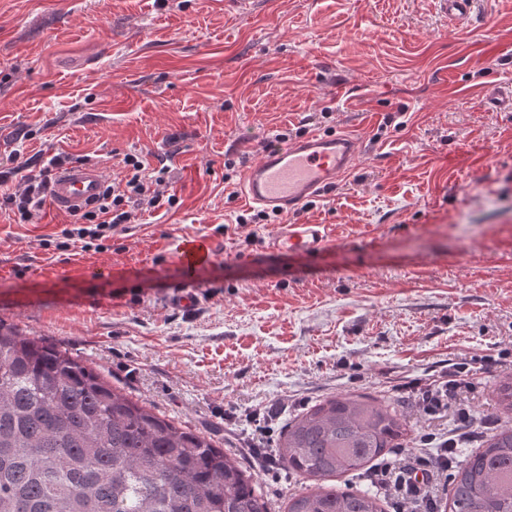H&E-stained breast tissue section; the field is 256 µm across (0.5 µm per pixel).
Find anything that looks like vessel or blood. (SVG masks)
<instances>
[{
    "mask_svg": "<svg viewBox=\"0 0 512 512\" xmlns=\"http://www.w3.org/2000/svg\"><path fill=\"white\" fill-rule=\"evenodd\" d=\"M449 26L470 21L478 0H439ZM357 158V140L345 133H313L288 147L267 149L248 169L241 186L245 200L281 213L297 212L307 201L317 198L353 167ZM109 181L93 165L72 164L63 167L49 183V199L61 213L83 212L99 201ZM326 233L320 224H287L274 238L272 247L279 252L317 254L324 246ZM213 249L203 238L186 239L176 250L179 263L193 268L210 260Z\"/></svg>",
    "mask_w": 512,
    "mask_h": 512,
    "instance_id": "vessel-or-blood-1",
    "label": "vessel or blood"
}]
</instances>
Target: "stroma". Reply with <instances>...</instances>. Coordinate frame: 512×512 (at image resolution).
<instances>
[{"mask_svg":"<svg viewBox=\"0 0 512 512\" xmlns=\"http://www.w3.org/2000/svg\"><path fill=\"white\" fill-rule=\"evenodd\" d=\"M512 0L448 27L434 0H0V162L124 175L166 168L178 205L143 207L101 249L58 247L66 214L0 211V319L66 349L113 387L219 447L273 448L337 394L466 366L473 430L508 416L512 376ZM349 131L354 167L321 197L240 224V186L276 132ZM323 224L315 256L274 252ZM212 259L186 271L185 238ZM196 291L185 310L178 293ZM410 439L454 431L412 403ZM326 233L323 224H285L272 241L278 252L317 254L324 246Z\"/></svg>","mask_w":512,"mask_h":512,"instance_id":"stroma-1","label":"stroma"}]
</instances>
